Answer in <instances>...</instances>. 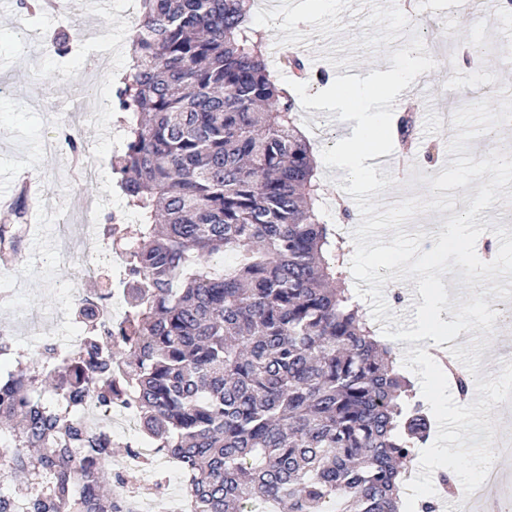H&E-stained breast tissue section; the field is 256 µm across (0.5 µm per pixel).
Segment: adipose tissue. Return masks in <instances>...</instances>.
<instances>
[{"mask_svg": "<svg viewBox=\"0 0 512 512\" xmlns=\"http://www.w3.org/2000/svg\"><path fill=\"white\" fill-rule=\"evenodd\" d=\"M421 71L418 65L389 63L369 69L363 78L350 83L328 78L322 97L327 106L350 125L348 135L338 141L334 154L336 166L347 180L356 182L370 177L371 161L391 135L388 116L379 103L396 99L402 108H409L410 100L401 98L400 92L413 83ZM443 236L445 244L429 259L427 273L421 281L428 305L422 316L423 333L430 336L431 341L421 349L420 356L435 373L441 368L438 359L443 350L441 336L459 335L463 328L462 323L444 316L448 304L447 291L442 286L444 274L448 267L469 264L472 255L470 241L455 225H448Z\"/></svg>", "mask_w": 512, "mask_h": 512, "instance_id": "ef3b65f1", "label": "adipose tissue"}]
</instances>
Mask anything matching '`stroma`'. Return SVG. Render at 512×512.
Segmentation results:
<instances>
[{"mask_svg":"<svg viewBox=\"0 0 512 512\" xmlns=\"http://www.w3.org/2000/svg\"><path fill=\"white\" fill-rule=\"evenodd\" d=\"M306 0H295L292 8L268 11L264 0H255L250 12L251 26L258 31L268 49V69L279 86L297 85L299 123L309 132L312 151L320 162V188L335 224L344 218L336 212V199L344 178L337 172L332 155L341 133L333 114L317 99L320 85L296 80L272 54L273 45L300 46L305 57L321 50L325 38L335 40L337 56L356 59L369 69L384 61L414 58L426 61L419 82L424 94L417 96V111L427 127L424 144L413 145V173L401 176L395 184L375 195L377 203L390 205L414 196L430 197L428 178L438 177L445 161L460 156L474 160L487 158L490 151H508L504 128L498 127L501 115L512 114V89L503 75L512 71V16L494 9L474 16L455 10L453 0H415L407 10L391 13L372 11L363 0H325L315 13L304 11ZM18 0H0V80L11 87L0 95V192L10 189L20 165L36 171L45 184L40 197L42 221L29 225L26 243L17 254L7 277L11 301L0 306V326L9 327L16 338L18 355L35 353L36 339L45 340L78 328L74 317L75 294H89L101 281L87 275L96 257L98 242L92 231L77 234L69 228L78 211L89 202L97 203L99 223L121 216L127 237H136L139 220L127 212L109 166L113 153L123 149L119 136L124 132L122 114L112 106V89L129 70L132 61L131 37L137 10L126 7V0H105L103 9L89 12L81 0H66L65 13L48 10L30 20L34 35L54 36L62 30L94 32V39L83 41L80 52L59 58L48 47L20 45L16 16ZM474 47L481 68L464 69L454 54L459 45ZM84 112L76 135L84 152L80 162H72L69 151L46 152L42 144L54 136L58 113ZM435 145L433 159H426V145ZM97 169L96 179L82 180L81 167ZM482 184L475 178L464 187L453 189V210H432L416 214L400 228L408 234L436 232L452 215L463 214L477 196ZM100 257V256H97ZM103 269L116 263L114 253L100 257ZM447 280L453 285L452 307L470 330L464 337H445V344L460 348L464 357L479 360L484 382L470 399L471 405L495 407L502 420L512 421V406L500 403V392L512 388V369L500 362L512 358V330L487 335L486 330L504 294L512 293V279L486 282L481 293H474L464 281L463 270L449 268ZM389 307L376 323L380 336L396 338L399 364L414 381L432 423L441 427L429 440L433 454L419 463V482L413 483L406 498L410 512L428 500L446 505L441 477L448 474L457 487L474 481L481 469L484 448L466 446L452 457L440 451L455 440L459 430L473 425V418L461 411L462 401L445 379L428 383V369L420 364L418 350L424 339L411 330L421 301L416 279L384 287Z\"/></svg>","mask_w":512,"mask_h":512,"instance_id":"35a3bbf8","label":"stroma"}]
</instances>
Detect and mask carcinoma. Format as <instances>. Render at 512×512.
Instances as JSON below:
<instances>
[{"instance_id":"obj_1","label":"carcinoma","mask_w":512,"mask_h":512,"mask_svg":"<svg viewBox=\"0 0 512 512\" xmlns=\"http://www.w3.org/2000/svg\"><path fill=\"white\" fill-rule=\"evenodd\" d=\"M253 0H140L133 65L114 91L131 113L112 155L138 237L102 235L126 268L125 321L91 306L80 352L46 345L0 387V512H122L97 461L111 437L73 420L122 399L189 481L195 512H399L430 419L396 348L346 287L349 246L327 223L292 99L244 27ZM284 65L314 80L305 58ZM416 117H398L403 143ZM29 201L0 224V257L24 240ZM232 260L217 267L212 255ZM458 395L470 376L450 369Z\"/></svg>"}]
</instances>
